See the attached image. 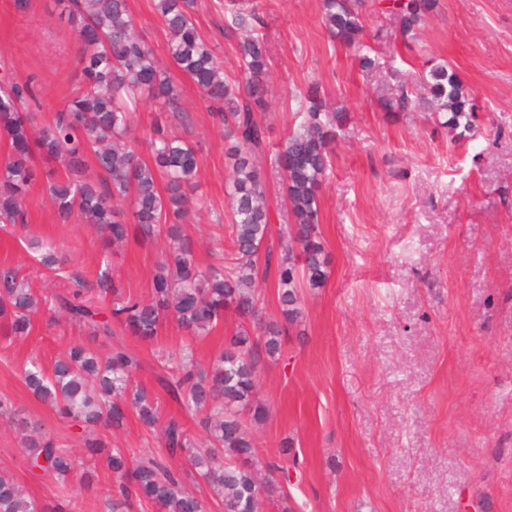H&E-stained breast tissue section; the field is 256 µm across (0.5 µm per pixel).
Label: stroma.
Wrapping results in <instances>:
<instances>
[{"instance_id":"stroma-1","label":"stroma","mask_w":512,"mask_h":512,"mask_svg":"<svg viewBox=\"0 0 512 512\" xmlns=\"http://www.w3.org/2000/svg\"><path fill=\"white\" fill-rule=\"evenodd\" d=\"M129 4L137 32L172 68L155 0ZM240 10L257 16L267 46L271 145L302 122L309 84L345 114L320 190L329 278L302 289L299 323L258 373L257 398L269 415L252 429L256 458L286 471L263 512H512V0H438L400 67L410 83L429 62L459 74L482 119L458 145L429 113L381 110L389 77L364 71L356 49L330 39L321 0H195L193 18L227 79L239 74V38L228 29ZM364 12L373 55L399 52L398 24L379 0H366ZM76 56L56 0H29L22 11L0 0V72L34 81L38 125L78 83ZM174 80L180 117L172 126L199 150L207 201L185 230L206 265L215 260L218 220L230 215L231 166L224 131L198 89L182 75ZM24 208L26 225L0 224V266L60 291L67 273L91 281L106 264L125 290L149 297L162 244L104 254L89 225L58 222L39 183ZM27 237L55 241L67 273L40 267ZM88 339L86 329L46 314L26 338L0 337V396L79 458L78 428L29 393L20 367L35 356L51 368ZM182 340L172 322L152 343L125 336L142 359L140 381L157 388L161 351ZM112 442L133 459L161 452L157 431L133 414ZM0 472L42 503L65 497L73 512H108L111 471L98 466L90 490L74 477L61 483L30 472L14 425L3 421Z\"/></svg>"}]
</instances>
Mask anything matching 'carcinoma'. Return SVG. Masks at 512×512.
Returning a JSON list of instances; mask_svg holds the SVG:
<instances>
[{"label":"carcinoma","mask_w":512,"mask_h":512,"mask_svg":"<svg viewBox=\"0 0 512 512\" xmlns=\"http://www.w3.org/2000/svg\"><path fill=\"white\" fill-rule=\"evenodd\" d=\"M58 6L78 44L82 79L53 122L43 127L34 121L40 98L31 81L11 79L0 85V143L7 150L0 164V223H25L24 200L41 178L59 220L95 225L104 248L130 241L152 244L163 237L169 244L147 298L125 292L107 267L97 274L96 287L77 279L75 288L52 296L34 289L18 268L0 269L1 336L29 334L33 318L47 309L88 326L108 345L105 354L75 345L49 372L35 358L22 364L21 376L32 396L81 430L90 464L81 466L50 436L21 420L28 461L62 482L75 474L87 488L97 465H104L115 481L110 512H131L134 503L143 501L159 512H206L204 501L185 490L180 472L150 458L134 462L104 439L133 413L143 425L159 427L167 454L182 458L205 481L224 512H262V494L272 495L280 484L273 464L266 485L258 483L246 419L259 421L266 414L253 401L261 356L273 360L280 355L285 328L260 317L261 283L275 279L282 318L294 325L302 313L299 288H319L328 278L319 190L331 168L334 128L341 126L344 114L324 111L318 86L310 87L300 127L268 155L267 127L258 119L269 107L267 51L263 38L251 33L250 18L240 12L232 18V28L243 36L238 44L242 80L231 82L193 20L194 0H157L170 57L224 125L226 155L232 161L227 186L231 262L203 269L192 238L182 230L185 216L203 206L196 196L200 160L192 143L168 133L164 116L178 100L171 76L135 31L128 0H58ZM362 6L363 0H322L332 40L362 46ZM435 7L436 0H393L382 11L399 18L403 39L412 40ZM360 62L367 70L387 67L394 75L391 93L381 100L384 111L427 110L455 142L468 139L476 127L477 105L448 64L423 72L417 89L401 79L394 55L387 61L364 55ZM146 99L159 113L144 156L134 115ZM267 169L282 177L291 223L292 244L277 256L273 217L280 216V209L271 208L267 199ZM25 247L48 271L64 264L48 241L27 239ZM227 311L252 321L259 335L238 331L205 367L195 358L192 342L209 335ZM170 317L189 341L162 352L166 375L160 384L196 418L201 441L179 419H159L157 395L138 381L141 358L123 342L112 343L116 327L151 343ZM68 507L65 502L41 505L12 477L0 474V512H68Z\"/></svg>","instance_id":"carcinoma-1"}]
</instances>
